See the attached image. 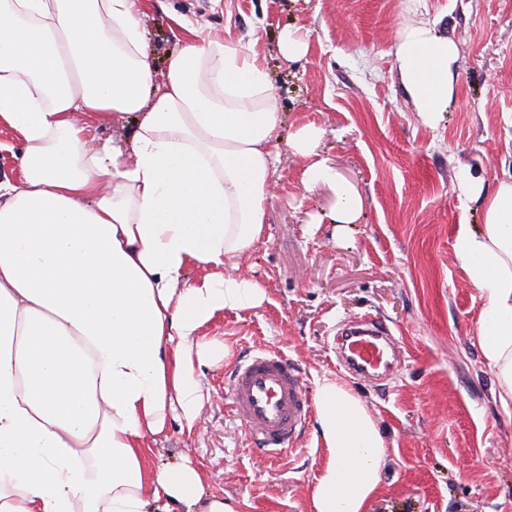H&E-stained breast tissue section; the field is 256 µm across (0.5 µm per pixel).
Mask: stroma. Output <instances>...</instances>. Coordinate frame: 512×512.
Listing matches in <instances>:
<instances>
[{
  "mask_svg": "<svg viewBox=\"0 0 512 512\" xmlns=\"http://www.w3.org/2000/svg\"><path fill=\"white\" fill-rule=\"evenodd\" d=\"M254 43L281 114V135L323 131L320 159L354 184L357 223L337 225L326 184L304 186L307 158L279 145L267 229L238 258L264 289L259 307L224 311L198 331L214 358L196 364L203 408L193 426L168 415L149 437L150 467L191 460L204 498L236 512H314L327 451L309 421L293 452L266 458L235 417L229 375L238 358L281 351L309 388L349 387L380 429L381 481L366 512H512V415L499 402L477 336L483 301L455 259L459 225L478 228L480 206L460 197L466 165L488 185L512 175V0H144L141 24L155 79L179 47L178 19ZM426 20L459 45L456 96L436 127L406 95L395 64L399 29ZM308 43L283 57L285 31ZM87 137L132 156V118H86ZM368 320L398 340L401 364L369 382L336 361L343 324Z\"/></svg>",
  "mask_w": 512,
  "mask_h": 512,
  "instance_id": "obj_1",
  "label": "stroma"
}]
</instances>
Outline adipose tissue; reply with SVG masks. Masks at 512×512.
<instances>
[{"mask_svg": "<svg viewBox=\"0 0 512 512\" xmlns=\"http://www.w3.org/2000/svg\"><path fill=\"white\" fill-rule=\"evenodd\" d=\"M141 0H0V123L24 145L19 179H0V512H234L202 501L191 462L153 470L147 436L169 414L200 415L199 329L261 305L232 270L266 233L280 116L253 43L192 28L152 89ZM458 44L425 21L398 33L396 68L435 126L455 96ZM134 117V158L91 144L79 115ZM322 130L299 126L304 185L334 188L338 224L356 223L358 189L316 157ZM478 229L453 244L483 300L478 336L512 408V176L488 188ZM208 271L202 280L189 268ZM318 431L327 460L314 512H364L384 440L363 402L323 378Z\"/></svg>", "mask_w": 512, "mask_h": 512, "instance_id": "1", "label": "adipose tissue"}]
</instances>
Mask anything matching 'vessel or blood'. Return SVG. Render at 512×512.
<instances>
[{"instance_id":"b4317fda","label":"vessel or blood","mask_w":512,"mask_h":512,"mask_svg":"<svg viewBox=\"0 0 512 512\" xmlns=\"http://www.w3.org/2000/svg\"><path fill=\"white\" fill-rule=\"evenodd\" d=\"M338 350L342 366L364 377L391 369L398 360L392 333L374 322L365 329L350 327ZM229 387L235 415L253 443L273 458L287 453L313 408L299 372L280 352L264 349L235 367Z\"/></svg>"}]
</instances>
